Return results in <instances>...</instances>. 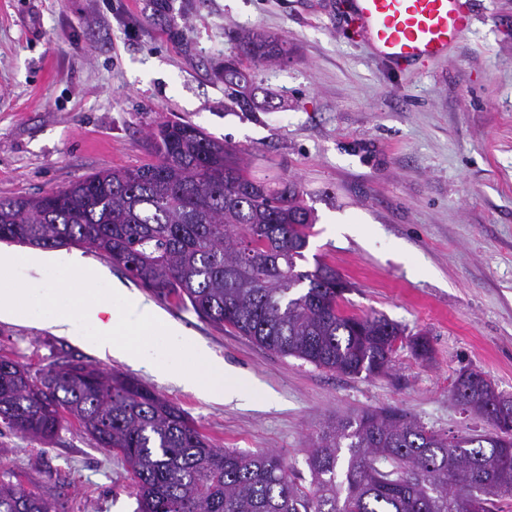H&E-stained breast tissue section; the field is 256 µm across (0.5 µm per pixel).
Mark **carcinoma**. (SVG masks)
Returning <instances> with one entry per match:
<instances>
[{"mask_svg":"<svg viewBox=\"0 0 512 512\" xmlns=\"http://www.w3.org/2000/svg\"><path fill=\"white\" fill-rule=\"evenodd\" d=\"M224 95L244 111L255 93L243 61L288 58L277 34L235 36ZM151 160L87 175L37 197L0 199V241L85 246L201 319L284 356L347 376L391 368L405 329L340 307L343 280L298 261L316 218L292 180L273 186L241 167L240 150L200 127L162 121ZM455 401L492 430L447 436L397 408L333 418L307 449L310 488L282 458L215 447L175 404L138 380L68 361L36 371L0 357V427L47 442L76 423L120 454L139 512H501L512 498V398L467 369ZM347 456H342V449ZM0 512H56L52 499L0 479Z\"/></svg>","mask_w":512,"mask_h":512,"instance_id":"obj_1","label":"carcinoma"}]
</instances>
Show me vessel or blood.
Wrapping results in <instances>:
<instances>
[{
    "instance_id": "1",
    "label": "vessel or blood",
    "mask_w": 512,
    "mask_h": 512,
    "mask_svg": "<svg viewBox=\"0 0 512 512\" xmlns=\"http://www.w3.org/2000/svg\"><path fill=\"white\" fill-rule=\"evenodd\" d=\"M373 57L408 69L446 58L472 26L463 0H349Z\"/></svg>"
}]
</instances>
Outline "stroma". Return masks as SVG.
I'll use <instances>...</instances> for the list:
<instances>
[{"label": "stroma", "instance_id": "obj_1", "mask_svg": "<svg viewBox=\"0 0 512 512\" xmlns=\"http://www.w3.org/2000/svg\"><path fill=\"white\" fill-rule=\"evenodd\" d=\"M467 2L471 30L448 57L399 72L373 59L342 0H0V198L140 165L159 121L194 124L242 150L253 176L299 184L317 218L300 269L334 266L353 285L347 311L385 316L433 347L423 360L402 343L388 375L345 376L217 328L69 246L236 372L240 399L24 320H0V356L124 372L215 446L277 453L305 486L306 450L332 417L396 407L448 435L486 431L451 390L473 369L512 397V0ZM249 30L289 49L251 71L270 96L259 112L224 97L230 35ZM0 469L59 512L138 509L123 458L75 425L47 444L0 432Z\"/></svg>", "mask_w": 512, "mask_h": 512}]
</instances>
